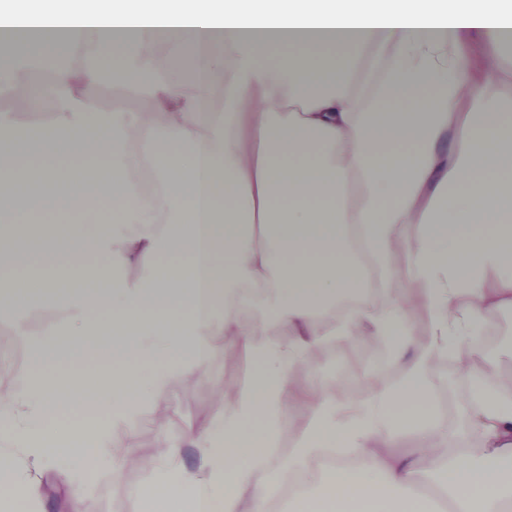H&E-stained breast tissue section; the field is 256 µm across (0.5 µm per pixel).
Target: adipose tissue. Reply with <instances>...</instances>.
<instances>
[{"mask_svg":"<svg viewBox=\"0 0 512 512\" xmlns=\"http://www.w3.org/2000/svg\"><path fill=\"white\" fill-rule=\"evenodd\" d=\"M511 29L512 0L0 7V93L34 87L54 103L22 137L0 119V212H93L102 187L112 188L98 223L41 235L0 223V270L39 263L41 293L65 313L81 295L84 322L142 317L108 356L156 359L160 381L217 351L252 363L251 382L234 385L218 417L188 430L195 468L163 442L155 480L139 495L144 512H271L294 471L306 474L297 512H430L414 460L393 449L406 430H444L422 406L449 337L474 335L485 309L512 305V113L474 82L476 69L498 73L495 49ZM473 32L486 39L479 60ZM106 76L126 96H149L153 116L128 111L104 132L80 88ZM217 83L220 112L209 97ZM478 101L483 111L461 113ZM457 124L456 148L441 152ZM22 156L44 162L27 169ZM116 224L129 232L113 238ZM163 255L178 264H159ZM70 257L75 274H48ZM115 268L152 275L127 287ZM505 269L510 278L488 287L487 272ZM82 333L30 341L18 387L0 390V483L27 512H40L39 472L133 445L117 410L110 436L89 428L61 444L43 437L75 398L66 373L41 368L82 360ZM334 333L382 336L409 357L397 380L356 400L309 380L308 418L291 426L294 372ZM470 374L471 430L484 453L439 465V492L446 512H512V402L483 369ZM286 434L295 443L284 450ZM329 448L360 467L323 466Z\"/></svg>","mask_w":512,"mask_h":512,"instance_id":"obj_1","label":"adipose tissue"}]
</instances>
